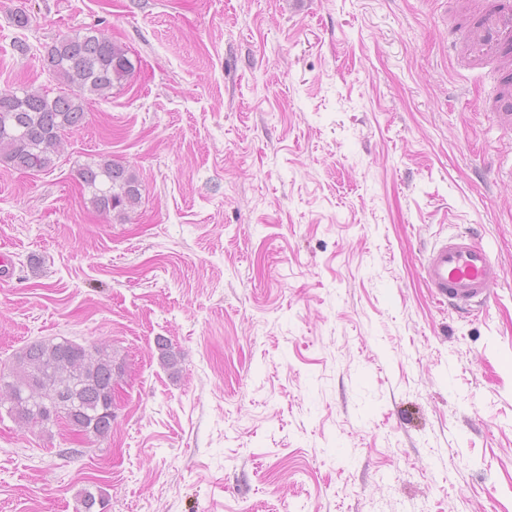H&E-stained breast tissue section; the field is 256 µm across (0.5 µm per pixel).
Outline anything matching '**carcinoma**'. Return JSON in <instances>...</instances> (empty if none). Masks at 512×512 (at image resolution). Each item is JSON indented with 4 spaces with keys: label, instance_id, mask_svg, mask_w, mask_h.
Returning a JSON list of instances; mask_svg holds the SVG:
<instances>
[{
    "label": "carcinoma",
    "instance_id": "obj_1",
    "mask_svg": "<svg viewBox=\"0 0 512 512\" xmlns=\"http://www.w3.org/2000/svg\"><path fill=\"white\" fill-rule=\"evenodd\" d=\"M42 66L64 91L51 97L33 86L0 89V162L26 172L52 170L65 134L85 123L87 99L108 98L134 70L126 47L95 28L59 38L46 50ZM77 176L101 213L125 218L140 202L136 174L107 156L83 165ZM114 365L112 348L101 341H35L0 368V404L8 399L7 413L19 424L45 427L55 423L51 414L57 413L83 437L105 439L115 419ZM102 502L103 495L87 490L79 512H97Z\"/></svg>",
    "mask_w": 512,
    "mask_h": 512
}]
</instances>
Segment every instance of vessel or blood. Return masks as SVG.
Wrapping results in <instances>:
<instances>
[{"label":"vessel or blood","mask_w":512,"mask_h":512,"mask_svg":"<svg viewBox=\"0 0 512 512\" xmlns=\"http://www.w3.org/2000/svg\"><path fill=\"white\" fill-rule=\"evenodd\" d=\"M511 47L512 6L504 0H488L469 32L464 62L476 68L504 55ZM421 269L426 288L461 313L489 301L497 286L490 254L480 235L472 231L437 243L424 256Z\"/></svg>","instance_id":"obj_1"}]
</instances>
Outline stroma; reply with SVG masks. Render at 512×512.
<instances>
[{"label":"stroma","mask_w":512,"mask_h":512,"mask_svg":"<svg viewBox=\"0 0 512 512\" xmlns=\"http://www.w3.org/2000/svg\"><path fill=\"white\" fill-rule=\"evenodd\" d=\"M484 2L0 0V89L58 94L46 49L93 26L137 64L51 171L0 164V366L124 365L106 440L0 414V512H512V57L457 64ZM103 155L129 220L77 180ZM464 230L498 279L469 315L421 277ZM77 176L81 186L91 192L90 203L98 212L116 213L117 217L125 218L140 202V184L136 174L108 156L83 165Z\"/></svg>","instance_id":"1"}]
</instances>
